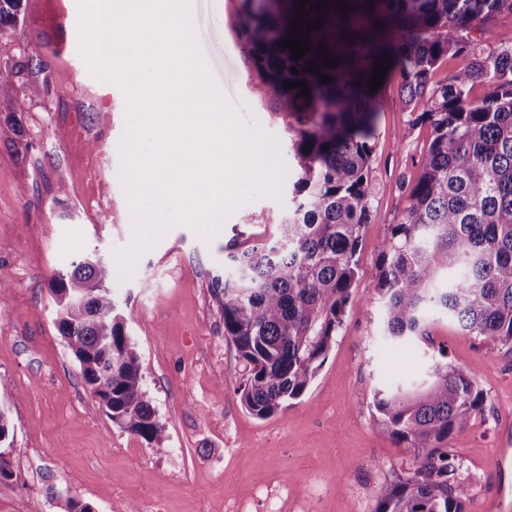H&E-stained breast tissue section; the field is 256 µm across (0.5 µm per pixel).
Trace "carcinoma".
<instances>
[{
    "instance_id": "obj_1",
    "label": "carcinoma",
    "mask_w": 512,
    "mask_h": 512,
    "mask_svg": "<svg viewBox=\"0 0 512 512\" xmlns=\"http://www.w3.org/2000/svg\"><path fill=\"white\" fill-rule=\"evenodd\" d=\"M298 2L241 0L239 35L266 93L296 120L291 206L280 238L230 249L224 274L214 277L224 336L246 363L237 392L261 419L304 394L343 323L374 196L369 78L379 60L400 71L407 102L427 99L414 122L433 129L408 211L379 249L374 288L390 343L424 335L429 315L445 312L476 336L512 345V46L487 52L471 38L494 15L512 13V0H337L328 8L310 0L295 25ZM20 6L0 0V25L16 22ZM318 19L321 28H308ZM291 36L311 44L299 60L279 47ZM449 53L468 64L448 83L430 85ZM327 56L339 65H325ZM30 65L0 63V94ZM314 67L319 71L310 72ZM292 81L306 83L309 97L285 88ZM482 82L489 90L475 100ZM113 276L97 256L53 276L57 328L112 422L159 442L166 425L143 385ZM483 405L471 378L438 363L420 379L377 389L376 422L414 449L415 465L377 495L375 512H464L469 488L455 477L448 439Z\"/></svg>"
}]
</instances>
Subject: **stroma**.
<instances>
[{
  "label": "stroma",
  "instance_id": "stroma-1",
  "mask_svg": "<svg viewBox=\"0 0 512 512\" xmlns=\"http://www.w3.org/2000/svg\"><path fill=\"white\" fill-rule=\"evenodd\" d=\"M47 2L23 0L17 22L0 27V61L25 55L47 65L0 95V412L8 422L0 451L9 462L0 512H66L70 499L95 512H228L239 498L250 499L251 512H275L266 486L276 474L297 492L315 490L311 512H374L376 494L414 462L413 449L377 426L374 393L388 378L424 374L441 356L486 397L448 441L469 487L465 512H486L494 484L512 481V471L495 466L503 413L512 410V347L441 312L428 319L427 338L388 345L374 289L380 245L411 203L432 138L430 126L415 123L396 70L376 91L374 200L358 275L336 342L304 394L267 419L242 407L245 364L224 336L212 293L227 247L278 236L289 208L284 191L241 205L209 238L171 229L128 277H114L167 435L150 443L112 422L58 331L49 282L91 253L117 261L135 240L120 180L126 102L81 57L79 10L52 27ZM240 4L194 0L199 40L226 96L284 155L295 119L263 90L238 37Z\"/></svg>",
  "mask_w": 512,
  "mask_h": 512
}]
</instances>
